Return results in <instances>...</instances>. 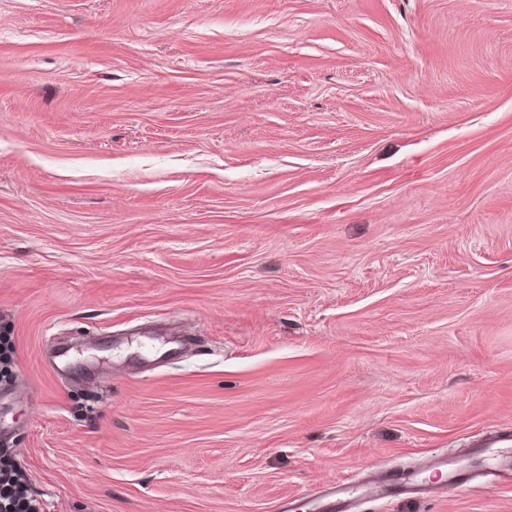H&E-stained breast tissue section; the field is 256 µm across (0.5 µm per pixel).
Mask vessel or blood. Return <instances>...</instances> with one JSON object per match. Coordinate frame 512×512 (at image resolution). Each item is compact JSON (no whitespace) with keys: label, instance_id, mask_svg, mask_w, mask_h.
I'll use <instances>...</instances> for the list:
<instances>
[{"label":"vessel or blood","instance_id":"b4317fda","mask_svg":"<svg viewBox=\"0 0 512 512\" xmlns=\"http://www.w3.org/2000/svg\"><path fill=\"white\" fill-rule=\"evenodd\" d=\"M465 454L477 459L478 467L459 464L444 455L433 460V467L443 475V481L438 485L428 484L414 470L389 468L358 481L338 480L320 494L308 498H285L279 503L278 512H354L360 500H412L467 491L483 477L512 481V429L499 430L490 441L466 449Z\"/></svg>","mask_w":512,"mask_h":512}]
</instances>
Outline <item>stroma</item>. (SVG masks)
<instances>
[{"mask_svg": "<svg viewBox=\"0 0 512 512\" xmlns=\"http://www.w3.org/2000/svg\"><path fill=\"white\" fill-rule=\"evenodd\" d=\"M0 338L43 512H275L512 428V0H0Z\"/></svg>", "mask_w": 512, "mask_h": 512, "instance_id": "obj_1", "label": "stroma"}]
</instances>
